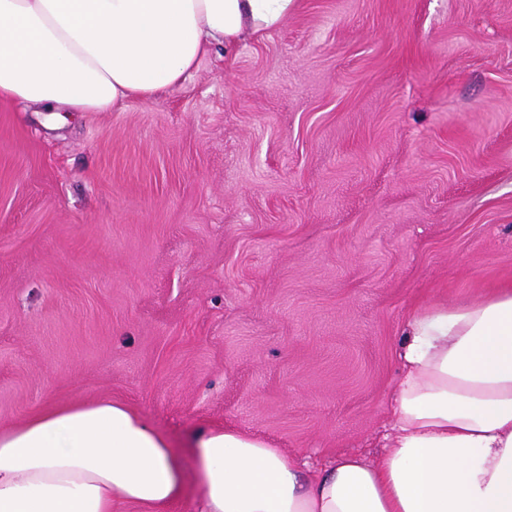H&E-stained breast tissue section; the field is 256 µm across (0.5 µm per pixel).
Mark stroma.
Returning <instances> with one entry per match:
<instances>
[{
  "mask_svg": "<svg viewBox=\"0 0 512 512\" xmlns=\"http://www.w3.org/2000/svg\"><path fill=\"white\" fill-rule=\"evenodd\" d=\"M512 287V0H298L169 92L0 103V430L123 403L378 460L404 327Z\"/></svg>",
  "mask_w": 512,
  "mask_h": 512,
  "instance_id": "35a3bbf8",
  "label": "stroma"
}]
</instances>
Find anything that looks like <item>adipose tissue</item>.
Instances as JSON below:
<instances>
[{
  "label": "adipose tissue",
  "mask_w": 512,
  "mask_h": 512,
  "mask_svg": "<svg viewBox=\"0 0 512 512\" xmlns=\"http://www.w3.org/2000/svg\"><path fill=\"white\" fill-rule=\"evenodd\" d=\"M297 0H0V102L109 112L180 85L213 46L262 39ZM380 463L303 472L234 430L193 435L203 512H512V289L410 319ZM179 458L122 404L0 430V512H167Z\"/></svg>",
  "instance_id": "1"
}]
</instances>
